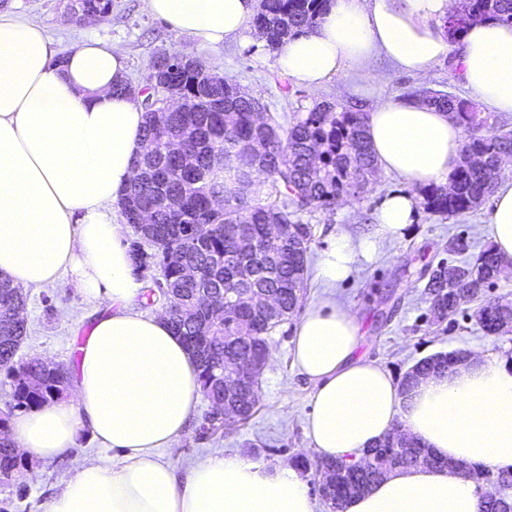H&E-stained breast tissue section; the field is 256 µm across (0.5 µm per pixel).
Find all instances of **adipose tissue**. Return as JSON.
I'll return each mask as SVG.
<instances>
[{"label":"adipose tissue","mask_w":512,"mask_h":512,"mask_svg":"<svg viewBox=\"0 0 512 512\" xmlns=\"http://www.w3.org/2000/svg\"><path fill=\"white\" fill-rule=\"evenodd\" d=\"M176 36L215 46L258 40L257 0H145ZM461 0H329L306 33L283 39L275 63L297 85L343 71L377 81L376 58L419 74L455 58L456 75L489 111L512 116V25L443 23ZM126 63L110 45L78 38L57 58L46 29L0 12V278L23 288L69 284L103 313L80 348L74 401L48 402L10 422L16 448L62 456L89 430L100 455L62 481L47 512H316L308 486L284 464L214 454L177 473L165 454L183 436L201 394L198 364L165 313L145 310V282L124 243L118 207L147 151L140 98L114 92ZM367 131L380 168L404 188L388 193L369 236L344 231L323 249L315 279L327 288L359 260L401 241L415 222L416 188L445 181L463 129L411 99H379ZM488 226L512 270V180L497 181ZM359 325L330 297L296 323L292 363L313 386L307 436L319 458L344 460L402 429L445 459L389 473L343 512H478L481 489L463 466L512 469V343L470 352L448 373L403 391L375 363L355 358Z\"/></svg>","instance_id":"obj_1"}]
</instances>
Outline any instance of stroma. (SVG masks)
<instances>
[{"label": "stroma", "mask_w": 512, "mask_h": 512, "mask_svg": "<svg viewBox=\"0 0 512 512\" xmlns=\"http://www.w3.org/2000/svg\"><path fill=\"white\" fill-rule=\"evenodd\" d=\"M67 0H8L6 7L16 16L43 25L58 53L64 54L77 38L74 30L61 26ZM91 35L108 41L128 64L132 84H144L153 57L162 52H181L197 58L209 69L258 99L269 111L304 113L320 102L365 112L372 103L360 91L359 80L349 72L330 80L313 92L292 84L287 73L275 64V55L265 43L230 41L216 48L199 49L186 38L170 33L163 21L151 16L143 0H112V12L100 19ZM374 69L386 76L376 95L406 96L416 88L440 90L460 98L469 93L456 77L453 62L444 61L430 73L413 75L391 71L384 60ZM289 93H282V86ZM400 182L393 175L377 173L361 199L340 200L335 206L305 216L313 227L308 264H315L329 238L338 231L356 236L372 234L375 210L389 191ZM488 209L450 218L419 208L412 231L401 242L382 245L371 261L360 262L353 275L340 284L336 295L356 311L361 321L362 341L357 350L365 360L388 370L394 378L419 359L440 352L498 350V339L485 335L474 318L476 303L464 305L448 327H431L424 316V280L419 272L431 262L446 258L451 237L464 235L474 250L489 246ZM27 335L20 358L73 365L77 347L91 331L101 306L83 303L69 287L26 289ZM294 321H286L268 338L270 356L259 377L260 403L256 414L244 425L202 438L196 425L208 412L207 401H199L188 429L175 444L172 462L177 469L207 455L224 452L269 463H290L297 456L313 457L306 435L310 412L311 384L291 364ZM99 452L89 432H81L75 448L63 457L40 460L27 457V471L39 472L36 481H24L22 488L0 486V512H44L61 488L63 478L76 473L82 462Z\"/></svg>", "instance_id": "stroma-1"}]
</instances>
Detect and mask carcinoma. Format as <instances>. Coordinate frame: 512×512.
<instances>
[{"label":"carcinoma","instance_id":"cac0c4a2","mask_svg":"<svg viewBox=\"0 0 512 512\" xmlns=\"http://www.w3.org/2000/svg\"><path fill=\"white\" fill-rule=\"evenodd\" d=\"M327 0H260L255 24L264 30L268 47L276 48L285 34L296 35L315 24ZM466 15L448 18V35L456 38L471 23L496 20L512 24V0H466ZM112 0H80L73 19L105 18ZM163 52L151 62L145 99L156 102L161 87L196 103L190 120L182 112L148 113L143 136L150 154L140 165L148 173L132 182L136 196L147 200L153 223L140 224L135 211L122 210L138 240L133 242L136 265L161 270L158 289L147 290V304L158 296L170 304L169 319L196 356L201 394L212 406L230 401L237 415L227 419L204 416L200 434L214 435L246 423L259 404L258 378L248 391L226 398L224 363L237 358L261 369L267 336L293 315L313 241L304 215L326 209L343 196L360 197L378 170L366 134L363 112L337 111L329 103L315 105L306 115L267 117L254 111L253 99L200 61H175ZM409 98L448 112L468 132L462 159L444 183L424 188L426 208L441 216L473 211L493 193L504 159L512 157V131L500 118L475 103L429 89H414ZM185 142L195 179L184 177L182 160L170 152L174 141ZM501 267L489 247L470 260H440L421 271L426 280L430 319L441 323L460 305L480 302L474 313L488 336L512 335V302L491 294ZM272 298L277 311H263ZM26 298L22 289L0 279V372L10 378V399L0 409V485L16 484L25 464L8 437L9 420L47 401L64 398L70 385L60 364L15 360L27 334ZM227 303L224 313L210 315L209 306ZM462 360L457 353H438L417 362L405 374L407 391L420 378L446 373ZM294 464L304 472L324 471L320 495L332 512L345 500L401 467L440 465L442 461L417 439L402 432L386 436L358 461L302 457ZM478 486L492 481L504 488L493 500L483 497L479 512H512V470L483 464L468 468Z\"/></svg>","mask_w":512,"mask_h":512}]
</instances>
